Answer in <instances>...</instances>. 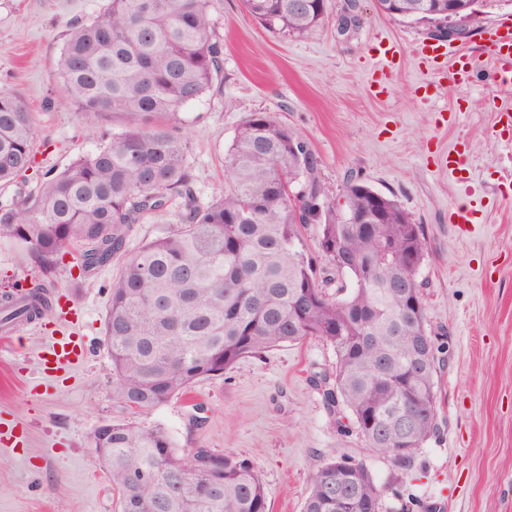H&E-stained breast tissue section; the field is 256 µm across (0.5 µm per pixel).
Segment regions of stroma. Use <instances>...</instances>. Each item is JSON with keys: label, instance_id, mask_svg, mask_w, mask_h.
I'll return each instance as SVG.
<instances>
[{"label": "stroma", "instance_id": "stroma-1", "mask_svg": "<svg viewBox=\"0 0 512 512\" xmlns=\"http://www.w3.org/2000/svg\"><path fill=\"white\" fill-rule=\"evenodd\" d=\"M346 0H329V19L310 38L272 33L247 16L242 0H220L213 36L224 47L223 87L169 119L187 142L194 191L208 201L224 185V159L237 127L272 112L298 130L319 162L329 200L343 203L348 180L398 200L424 227L427 323L445 345L436 383L441 432L409 469L340 428L311 382L331 370L333 349L317 339L241 360L219 377L197 380L185 395L133 413L112 398L104 315L116 267L81 274L72 255L55 272L0 243V292L49 284L68 296L74 321L0 333V512H119L118 494L90 451L104 421L160 425L177 448H210L247 460L260 475L269 512H302L318 467L346 458L366 465L398 512H512V148L495 109L512 105V85L482 74L471 84L443 80L424 98L417 84L437 78L414 54L431 28L381 14L359 0L361 24L339 34ZM109 0H0V88L33 113L36 164L0 201L36 190L122 128L120 118L79 111L63 92L57 64L74 25L102 18ZM397 46L385 93L368 88L378 42ZM461 109L460 120L441 115ZM463 144L462 178L438 170L439 151ZM469 205L479 224L459 234L452 209ZM78 339L84 351L46 373L50 336Z\"/></svg>", "mask_w": 512, "mask_h": 512}]
</instances>
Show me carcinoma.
I'll return each mask as SVG.
<instances>
[{"label": "carcinoma", "instance_id": "obj_1", "mask_svg": "<svg viewBox=\"0 0 512 512\" xmlns=\"http://www.w3.org/2000/svg\"><path fill=\"white\" fill-rule=\"evenodd\" d=\"M219 0H110L104 17L74 26L58 78L81 112L112 114L124 129L35 194L0 204V242L54 267L78 247L81 272L124 260L112 280L104 342L112 396L148 412L238 361L317 338L330 373L311 376L328 409L349 411L367 445L410 466L440 432L436 376L442 348L427 327L416 281L423 226L394 199L351 180L336 209L300 132L253 112L225 156L224 191L205 204L182 137L160 120L213 88L223 48L212 37ZM469 25L512 0H455ZM268 30L310 37L327 0H243ZM355 0L339 32L359 24ZM448 0H397L391 18L437 24ZM33 114L0 91V186L35 164ZM180 202L178 223L128 252V231ZM318 228V254L303 229ZM350 277L352 287L338 284ZM48 286L0 297V325L38 319ZM91 452L120 496V512H268L264 484L247 462L209 448L175 447L160 426L108 422ZM383 490L361 463L332 460L311 477L303 512H381Z\"/></svg>", "mask_w": 512, "mask_h": 512}]
</instances>
